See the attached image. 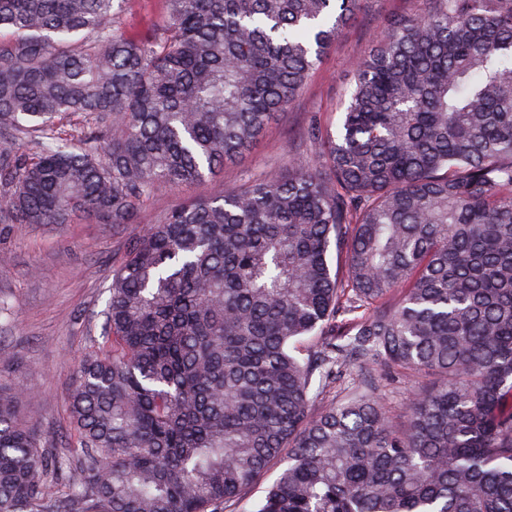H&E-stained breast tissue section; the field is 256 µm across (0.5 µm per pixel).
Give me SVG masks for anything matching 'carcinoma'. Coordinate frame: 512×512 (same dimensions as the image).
<instances>
[{
	"mask_svg": "<svg viewBox=\"0 0 512 512\" xmlns=\"http://www.w3.org/2000/svg\"><path fill=\"white\" fill-rule=\"evenodd\" d=\"M0 0V231L116 228L237 161L364 0ZM288 175L170 210L112 275L72 455L0 393V512H512V0L386 15ZM345 259L332 272L330 248ZM412 388L407 421L381 402ZM123 15L128 30L134 32L142 27L158 21L165 13L163 0H132Z\"/></svg>",
	"mask_w": 512,
	"mask_h": 512,
	"instance_id": "carcinoma-1",
	"label": "carcinoma"
}]
</instances>
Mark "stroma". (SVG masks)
<instances>
[{
	"mask_svg": "<svg viewBox=\"0 0 512 512\" xmlns=\"http://www.w3.org/2000/svg\"><path fill=\"white\" fill-rule=\"evenodd\" d=\"M420 0H368L310 74L287 113L237 163L214 178L179 189L160 188L138 211L135 223L115 232L111 225L19 224L0 238V383L16 393V411L41 448L63 451L73 436L69 411L71 377L78 360L107 342L106 312L112 274L128 238L160 223L175 205L204 200L251 177L287 174L292 152L303 148L311 114L338 121L354 87V64L381 33L392 11L418 9Z\"/></svg>",
	"mask_w": 512,
	"mask_h": 512,
	"instance_id": "stroma-1",
	"label": "stroma"
}]
</instances>
